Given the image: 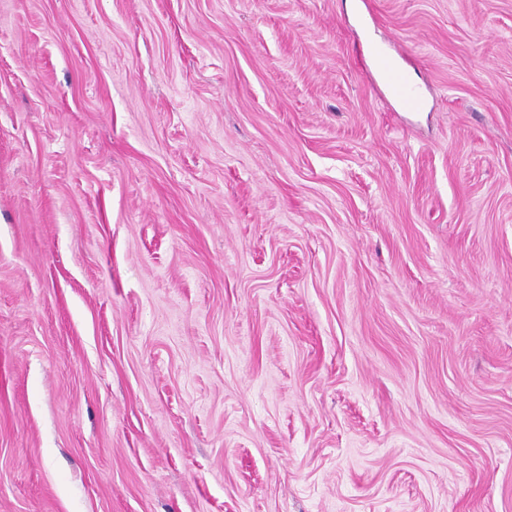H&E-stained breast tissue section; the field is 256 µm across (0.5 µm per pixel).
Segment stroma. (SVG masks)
<instances>
[{
    "label": "stroma",
    "mask_w": 512,
    "mask_h": 512,
    "mask_svg": "<svg viewBox=\"0 0 512 512\" xmlns=\"http://www.w3.org/2000/svg\"><path fill=\"white\" fill-rule=\"evenodd\" d=\"M0 512H512V0H0ZM368 56L371 64L381 77L388 94L398 105L408 111L417 110L422 105V100L411 85L407 71L399 61V54L386 51L375 44L368 46Z\"/></svg>",
    "instance_id": "1"
}]
</instances>
